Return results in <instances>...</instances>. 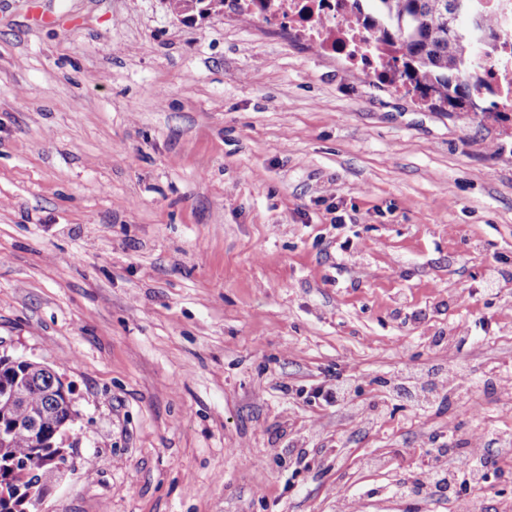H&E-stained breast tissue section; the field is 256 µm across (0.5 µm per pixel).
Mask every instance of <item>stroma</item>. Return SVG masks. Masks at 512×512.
Instances as JSON below:
<instances>
[{"label": "stroma", "mask_w": 512, "mask_h": 512, "mask_svg": "<svg viewBox=\"0 0 512 512\" xmlns=\"http://www.w3.org/2000/svg\"><path fill=\"white\" fill-rule=\"evenodd\" d=\"M0 351L73 389L36 512H449L393 487L453 426L502 512L512 120L292 26L0 0Z\"/></svg>", "instance_id": "35a3bbf8"}]
</instances>
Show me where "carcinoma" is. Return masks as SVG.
Wrapping results in <instances>:
<instances>
[{
  "label": "carcinoma",
  "mask_w": 512,
  "mask_h": 512,
  "mask_svg": "<svg viewBox=\"0 0 512 512\" xmlns=\"http://www.w3.org/2000/svg\"><path fill=\"white\" fill-rule=\"evenodd\" d=\"M379 27L388 41L402 42L399 77L453 109L475 106L474 97L483 85L482 62L500 36L494 21L481 18L476 0H370ZM31 378L26 403L17 404L0 396V485H17L39 494L59 478L44 458L53 453L59 431L66 428L69 409L60 393L52 390L49 367L39 364L0 366V386H11L20 375ZM41 418L39 432L26 426L29 414ZM37 456L40 479L32 481L14 468L19 459Z\"/></svg>",
  "instance_id": "carcinoma-1"
}]
</instances>
